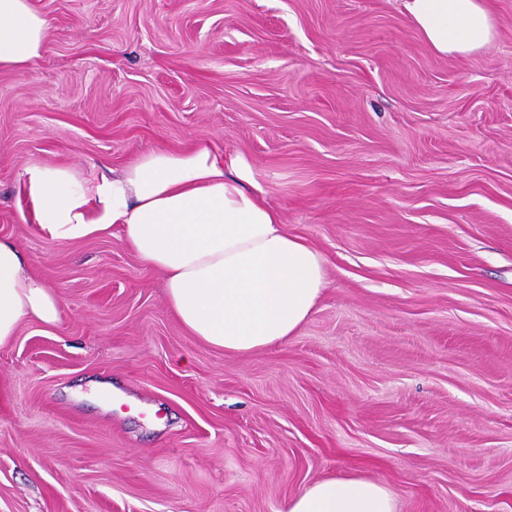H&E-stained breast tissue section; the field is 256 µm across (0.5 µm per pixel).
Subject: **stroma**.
Segmentation results:
<instances>
[{"instance_id":"obj_1","label":"stroma","mask_w":512,"mask_h":512,"mask_svg":"<svg viewBox=\"0 0 512 512\" xmlns=\"http://www.w3.org/2000/svg\"><path fill=\"white\" fill-rule=\"evenodd\" d=\"M433 53L400 0H32L0 71V235L56 292L0 346V512H285L381 480L397 512H512V0ZM199 136L244 153L328 285L287 342L188 336L120 230L59 244L26 168L118 169ZM50 29L30 0H0V70L31 68L46 51Z\"/></svg>"}]
</instances>
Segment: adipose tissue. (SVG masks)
<instances>
[{
    "instance_id": "ef3b65f1",
    "label": "adipose tissue",
    "mask_w": 512,
    "mask_h": 512,
    "mask_svg": "<svg viewBox=\"0 0 512 512\" xmlns=\"http://www.w3.org/2000/svg\"><path fill=\"white\" fill-rule=\"evenodd\" d=\"M408 22L437 55L459 58L498 35L489 0H400ZM50 21L31 0H0V70L26 71L45 53ZM21 190L36 231L57 243L111 234L140 266L165 277L171 314L190 336L228 354L284 343L328 284L322 254L289 232L247 157L207 137L179 150L139 155L112 174L83 176L63 164L26 169ZM60 318L57 294L0 237V346L29 323ZM286 512H396L383 482L322 478Z\"/></svg>"
}]
</instances>
